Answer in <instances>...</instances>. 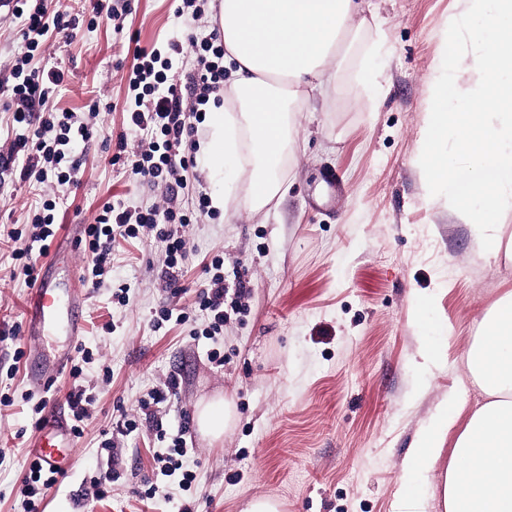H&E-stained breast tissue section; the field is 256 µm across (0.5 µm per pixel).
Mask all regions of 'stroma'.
Listing matches in <instances>:
<instances>
[{
	"label": "stroma",
	"mask_w": 512,
	"mask_h": 512,
	"mask_svg": "<svg viewBox=\"0 0 512 512\" xmlns=\"http://www.w3.org/2000/svg\"><path fill=\"white\" fill-rule=\"evenodd\" d=\"M97 3L48 5L82 23L74 42L50 49L49 65L65 75L54 108L84 118L90 99L108 102L93 117L97 136L72 148L79 184L0 177V395L10 399L0 405V512H24L33 406L65 402L76 382L62 373L38 395L26 381L30 288L15 274L13 254L32 232L29 214L50 194L59 199L56 224L87 225L104 204L146 209L169 193L193 214L176 282L162 273V243L143 232L116 236L109 272L99 286L83 285L80 344L92 358L78 382L93 402L74 465L47 491L41 512H239L254 495L288 512H396L407 496L424 512H444L442 469L408 488L403 463L448 398L469 410L484 402L467 354L486 311L512 290V256L486 255L460 213L430 196L414 163L454 0H365L374 22L348 36L330 79L293 114L280 193L258 211L246 201L253 157L245 145L223 185V211L200 207L215 191L200 165L170 190L136 184L128 168L110 165L118 137L132 150L153 139L130 123L134 48L158 49L174 73L191 72L195 58L168 49L185 28L181 0H128L117 25L98 16ZM21 27L18 18L0 24V146L16 136L3 90L26 50ZM332 173L334 186L326 181ZM218 257L225 287L244 295L226 310L223 333L210 336L194 302ZM164 308L190 319L155 327ZM428 347L437 358L426 366L420 353ZM214 350L223 366L209 362ZM172 377L178 388L155 412L186 443L188 489L161 475L165 444L140 408ZM224 396L235 422L215 442L195 416L201 403ZM127 416L139 419L138 430H122ZM98 479L108 488L101 499Z\"/></svg>",
	"instance_id": "1"
}]
</instances>
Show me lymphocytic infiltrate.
<instances>
[{
  "label": "lymphocytic infiltrate",
  "mask_w": 512,
  "mask_h": 512,
  "mask_svg": "<svg viewBox=\"0 0 512 512\" xmlns=\"http://www.w3.org/2000/svg\"><path fill=\"white\" fill-rule=\"evenodd\" d=\"M0 10L23 19V35L28 41L27 52L18 57L13 66L9 97L18 134L8 149L0 151V175L16 174L26 181L52 174L58 184H77L80 165L70 157V144L76 136L89 140L91 126L73 112L63 113L58 120L35 119V110L46 107L51 95L63 83L64 74L56 68L33 66L32 60L49 51V32L73 40L79 19L60 11L48 13L46 0H0ZM186 42L193 46L196 66L185 84L156 70L160 53L140 47L134 50L138 63L128 85L135 104L130 120L137 128L152 130L156 138L135 152L127 165L137 180L147 184L178 178L181 170L192 165V119L210 95L224 86V42L220 33H213L208 41L200 43L189 32L184 41L171 42L169 48L173 53H181ZM54 208L53 201L43 202L41 210L32 218L34 231L28 243L14 253L16 266L27 284H35L37 280L35 244L55 233ZM190 222L187 214L171 204L145 211L105 204L94 223L85 229V249L92 256L87 268L89 280L96 284L105 275L115 235L132 237L142 228L154 231L156 238L164 243V275L173 278L187 257V240L182 229Z\"/></svg>",
  "instance_id": "lymphocytic-infiltrate-1"
}]
</instances>
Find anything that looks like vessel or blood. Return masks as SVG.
Masks as SVG:
<instances>
[{
  "label": "vessel or blood",
  "instance_id": "obj_1",
  "mask_svg": "<svg viewBox=\"0 0 512 512\" xmlns=\"http://www.w3.org/2000/svg\"><path fill=\"white\" fill-rule=\"evenodd\" d=\"M82 232L81 225H69L58 249V258L40 265L36 286L26 301L31 331L45 336L61 335L72 343L83 333L80 311L84 297L77 269L67 265L63 257L80 239ZM67 363L64 356L58 357L50 367L43 360H35L28 373L29 384L36 391H47ZM73 445L74 436L66 409L63 404H55L36 431L33 455L47 470L62 474L70 467L68 450Z\"/></svg>",
  "mask_w": 512,
  "mask_h": 512
}]
</instances>
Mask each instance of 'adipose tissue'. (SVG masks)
<instances>
[{
  "instance_id": "ef3b65f1",
  "label": "adipose tissue",
  "mask_w": 512,
  "mask_h": 512,
  "mask_svg": "<svg viewBox=\"0 0 512 512\" xmlns=\"http://www.w3.org/2000/svg\"><path fill=\"white\" fill-rule=\"evenodd\" d=\"M357 0H222L224 61L248 91L237 130L226 111L210 107L209 138L199 146L211 176L230 177L228 157L248 133L254 156L251 205L272 201L279 188L291 114L308 90L336 67L337 44L366 26ZM468 353L469 368L488 402L473 409L461 433L460 405L440 408L419 434L403 480L411 483L445 464L446 512H512V292L488 310Z\"/></svg>"
}]
</instances>
